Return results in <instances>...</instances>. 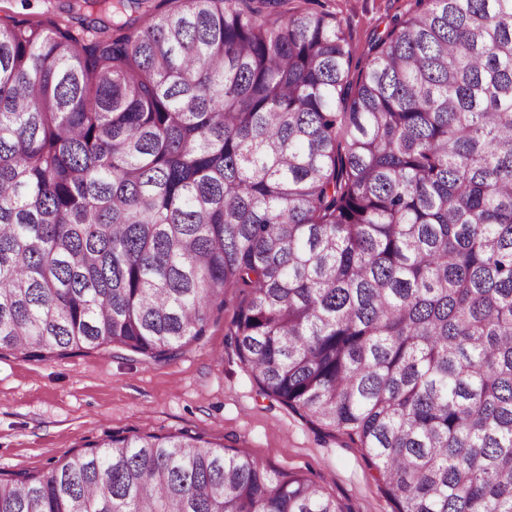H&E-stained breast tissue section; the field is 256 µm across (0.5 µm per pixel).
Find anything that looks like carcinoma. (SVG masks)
<instances>
[{
	"label": "carcinoma",
	"instance_id": "obj_1",
	"mask_svg": "<svg viewBox=\"0 0 512 512\" xmlns=\"http://www.w3.org/2000/svg\"><path fill=\"white\" fill-rule=\"evenodd\" d=\"M353 49L296 0L0 19V351L155 361L250 289L263 392L396 512H512V0H415ZM0 512H343L188 431L0 473Z\"/></svg>",
	"mask_w": 512,
	"mask_h": 512
}]
</instances>
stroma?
<instances>
[{"label": "stroma", "instance_id": "35a3bbf8", "mask_svg": "<svg viewBox=\"0 0 512 512\" xmlns=\"http://www.w3.org/2000/svg\"><path fill=\"white\" fill-rule=\"evenodd\" d=\"M341 21L356 56L415 0H318ZM67 0H0V17L68 22ZM247 291L229 289L201 341L152 361L118 346L33 361L0 352V471H48L109 433H200L211 446L250 456L268 470L302 475L344 512H396L364 451L304 413L265 395L241 361L230 328Z\"/></svg>", "mask_w": 512, "mask_h": 512}]
</instances>
